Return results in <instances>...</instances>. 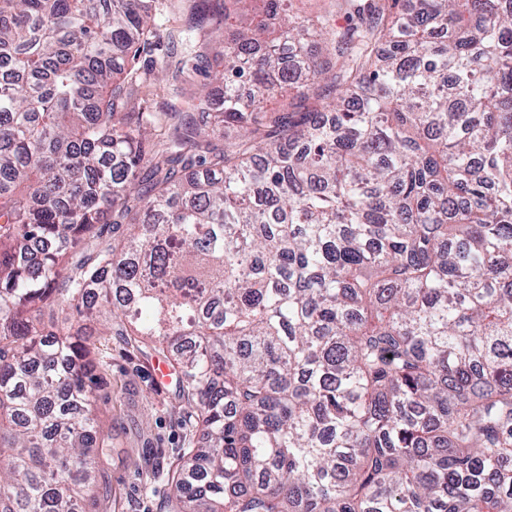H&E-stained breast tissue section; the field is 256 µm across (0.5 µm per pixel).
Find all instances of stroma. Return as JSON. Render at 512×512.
Here are the masks:
<instances>
[{
	"instance_id": "obj_1",
	"label": "stroma",
	"mask_w": 512,
	"mask_h": 512,
	"mask_svg": "<svg viewBox=\"0 0 512 512\" xmlns=\"http://www.w3.org/2000/svg\"><path fill=\"white\" fill-rule=\"evenodd\" d=\"M93 390L98 437L111 442L112 459L85 494L82 512H169L170 474L186 448L202 444L176 384L154 378L158 354L112 335L97 353Z\"/></svg>"
}]
</instances>
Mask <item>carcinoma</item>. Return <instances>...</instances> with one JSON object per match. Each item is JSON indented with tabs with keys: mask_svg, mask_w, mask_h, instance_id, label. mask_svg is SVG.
Returning a JSON list of instances; mask_svg holds the SVG:
<instances>
[{
	"mask_svg": "<svg viewBox=\"0 0 512 512\" xmlns=\"http://www.w3.org/2000/svg\"><path fill=\"white\" fill-rule=\"evenodd\" d=\"M331 3L0 0V512L112 456L107 314L207 436L174 512H512V0ZM164 40L223 96L138 106Z\"/></svg>",
	"mask_w": 512,
	"mask_h": 512,
	"instance_id": "cac0c4a2",
	"label": "carcinoma"
}]
</instances>
